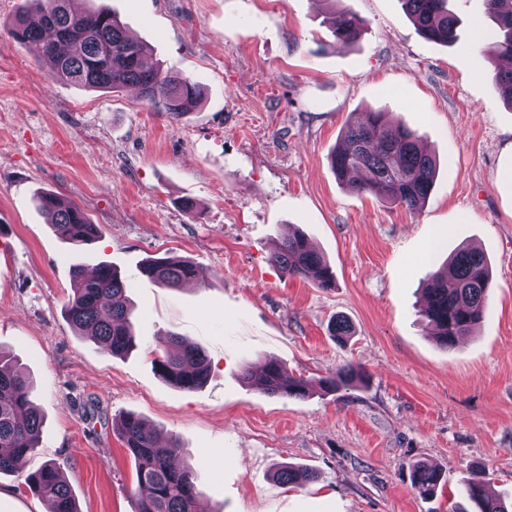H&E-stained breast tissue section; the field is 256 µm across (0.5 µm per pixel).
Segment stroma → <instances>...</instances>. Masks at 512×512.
<instances>
[{
	"instance_id": "stroma-1",
	"label": "stroma",
	"mask_w": 512,
	"mask_h": 512,
	"mask_svg": "<svg viewBox=\"0 0 512 512\" xmlns=\"http://www.w3.org/2000/svg\"><path fill=\"white\" fill-rule=\"evenodd\" d=\"M449 5L461 21L451 46L422 37L401 0H340L366 22L341 47L320 0H81L113 10L149 64L203 86L201 105L176 119L134 89L52 77L34 44L9 35L28 0H0V349L29 376L42 418L22 473L0 475V512H42L23 476L48 461L81 512H133L135 461L116 428L129 411L178 439L205 512H469L462 487L477 465L512 498V106L496 62L475 49L494 30L484 0ZM370 110L414 130L438 162L420 212L331 170L345 125ZM42 192L82 207L100 237L62 241L37 207ZM294 231L335 287L271 262ZM469 244L490 261L486 312L445 349L421 322L423 289ZM168 252L205 285L141 275ZM77 262L127 280L128 354L104 353L67 320ZM338 318L354 330L344 343ZM170 334L204 349L203 387L158 375ZM267 359L311 380L349 365L364 381L272 397L241 378ZM418 460L443 475L435 497L412 487ZM280 462L319 479L280 484Z\"/></svg>"
}]
</instances>
